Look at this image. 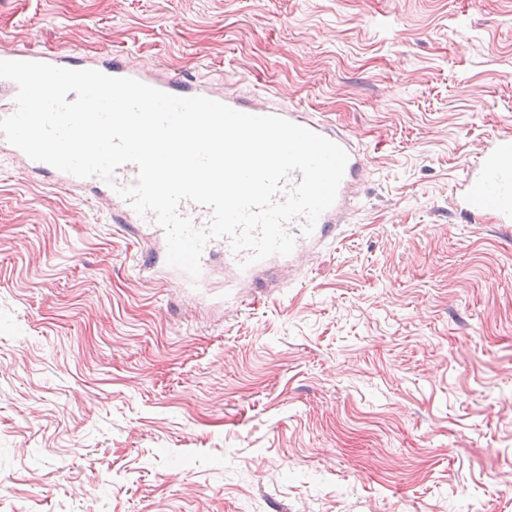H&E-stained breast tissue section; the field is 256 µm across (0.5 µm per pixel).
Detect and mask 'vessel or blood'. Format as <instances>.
Segmentation results:
<instances>
[{
	"label": "vessel or blood",
	"instance_id": "b4317fda",
	"mask_svg": "<svg viewBox=\"0 0 512 512\" xmlns=\"http://www.w3.org/2000/svg\"><path fill=\"white\" fill-rule=\"evenodd\" d=\"M0 60L39 61L70 69H82L86 66L79 53L55 57L34 46L1 48ZM94 68L112 77L139 80L175 96H204L243 113L258 116L277 115L339 144L346 150L349 159L334 204L319 216L311 235H301V221H293L287 226L288 231L296 236V244L291 253L295 259L310 252L312 246L334 237L353 199L352 189L360 182L366 166L363 150L346 134L325 121L310 118L302 108L279 103L266 93L241 95L225 90L219 91L210 84L192 82L173 75L162 78L154 76L151 72L139 69L128 55L119 51L107 54L104 60L95 63ZM459 191L461 206L466 214L473 217L489 215L496 223L505 226L512 224L511 135L497 137L483 147L478 164L467 170ZM111 221L129 231L134 230L136 225L143 224L148 226L153 239L161 241L165 238L163 229L156 223L152 214H138L130 201L119 195L114 198ZM218 256L222 257L225 270L229 271L235 280L241 282L254 280L258 271L270 265L269 260L265 259L248 268H241L240 263L246 257L245 252L233 251L228 239L217 238L209 241L203 250L198 280L183 279V286L200 289L208 287L210 267L214 258Z\"/></svg>",
	"mask_w": 512,
	"mask_h": 512
}]
</instances>
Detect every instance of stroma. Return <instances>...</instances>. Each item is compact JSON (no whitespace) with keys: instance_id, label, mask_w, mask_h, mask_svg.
<instances>
[{"instance_id":"1","label":"stroma","mask_w":512,"mask_h":512,"mask_svg":"<svg viewBox=\"0 0 512 512\" xmlns=\"http://www.w3.org/2000/svg\"><path fill=\"white\" fill-rule=\"evenodd\" d=\"M0 44L269 92L366 158L335 238L191 295L0 145V512H512V234L457 205L512 133V0H0Z\"/></svg>"}]
</instances>
